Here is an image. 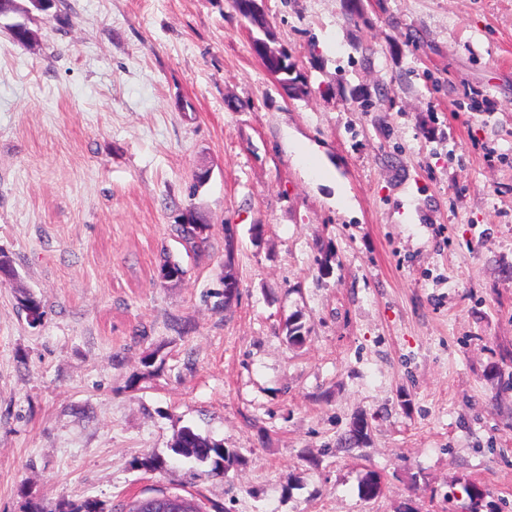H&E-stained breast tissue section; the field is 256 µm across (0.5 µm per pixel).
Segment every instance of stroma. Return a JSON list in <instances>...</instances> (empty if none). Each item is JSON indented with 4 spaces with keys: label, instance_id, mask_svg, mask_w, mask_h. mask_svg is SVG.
Listing matches in <instances>:
<instances>
[{
    "label": "stroma",
    "instance_id": "stroma-1",
    "mask_svg": "<svg viewBox=\"0 0 512 512\" xmlns=\"http://www.w3.org/2000/svg\"><path fill=\"white\" fill-rule=\"evenodd\" d=\"M262 7L298 95L232 0H59L28 46L0 27V512H469L471 483L512 512V0ZM192 207L197 254L172 231ZM185 426L243 465L176 456ZM261 40H265L260 37H253V49L256 55L262 61V64L266 70L275 77L279 84L287 89H293L291 86L294 85L296 78L290 77L293 70V65L288 63L289 55L285 51H280L278 57H264L257 54V44Z\"/></svg>",
    "mask_w": 512,
    "mask_h": 512
}]
</instances>
